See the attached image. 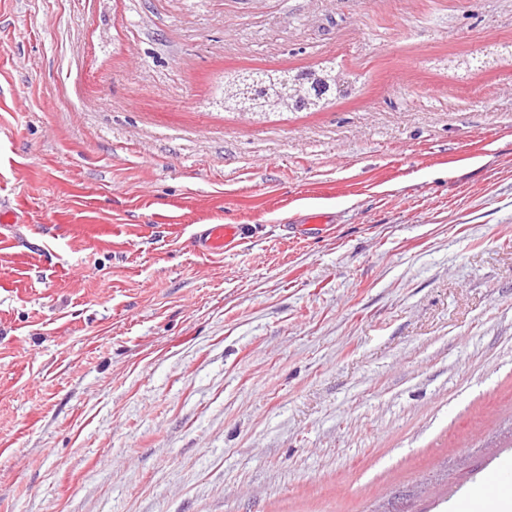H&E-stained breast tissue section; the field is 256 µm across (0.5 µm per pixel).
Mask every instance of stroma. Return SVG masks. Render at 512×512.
Returning <instances> with one entry per match:
<instances>
[{
    "mask_svg": "<svg viewBox=\"0 0 512 512\" xmlns=\"http://www.w3.org/2000/svg\"><path fill=\"white\" fill-rule=\"evenodd\" d=\"M508 43L512 0H0V512H450L512 460V56L441 65ZM323 58L325 111L215 98ZM336 62L333 60H321L313 64L312 66H308L305 68L295 69V70H287V71H280L282 75H284L288 79V85L293 83L295 80H308L309 78L312 80H316L317 82H320L321 84L326 85V82L324 81L325 76L328 74V72L332 70H339L336 71V78H334V85L337 90L342 88V74L345 78L346 86L343 90L332 91L331 89H328L323 92H319L316 97L314 98V101L311 103L309 108L304 109H296L293 104L291 103L289 97H288V103L286 106H288V111L285 112H275L279 110L280 104L279 101H269L264 106V109L270 112H257L256 120L255 122H264L267 121L270 116H283V114H288V112H318L328 107V105L332 104L334 101H336L337 97L345 96L353 93L357 88V83L359 82V75L351 74L348 72H345L343 69L338 68L336 69ZM342 74H341V72ZM247 76L245 74H228L224 75V85L222 88V105L224 106V110L234 112V108L226 101H224V96L227 100L231 101L235 105V111L238 112V115L247 123L253 121V118L249 112H256V108H258L264 101L261 97L254 91L253 83L248 82L244 85H238L235 89H227L224 93V86L228 83L233 82L241 77ZM240 235L241 226L238 224H203L196 239L202 251L213 252L232 246Z\"/></svg>",
    "mask_w": 512,
    "mask_h": 512,
    "instance_id": "35a3bbf8",
    "label": "stroma"
}]
</instances>
